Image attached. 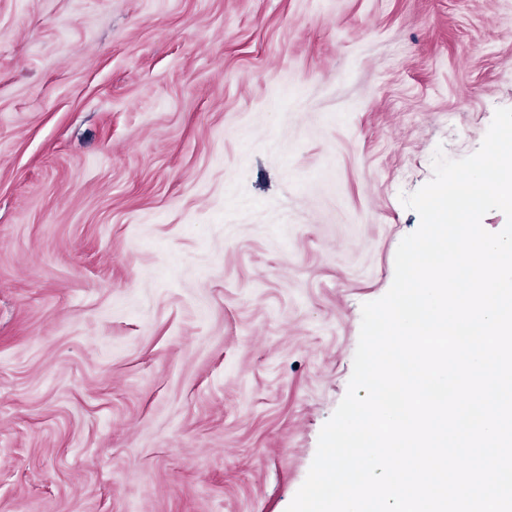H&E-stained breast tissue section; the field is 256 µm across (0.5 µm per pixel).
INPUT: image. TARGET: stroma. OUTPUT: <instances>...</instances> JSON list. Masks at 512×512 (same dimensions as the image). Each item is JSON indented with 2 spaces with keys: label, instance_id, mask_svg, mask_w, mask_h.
<instances>
[{
  "label": "stroma",
  "instance_id": "1",
  "mask_svg": "<svg viewBox=\"0 0 512 512\" xmlns=\"http://www.w3.org/2000/svg\"><path fill=\"white\" fill-rule=\"evenodd\" d=\"M499 107L512 0H0V512H286Z\"/></svg>",
  "mask_w": 512,
  "mask_h": 512
}]
</instances>
